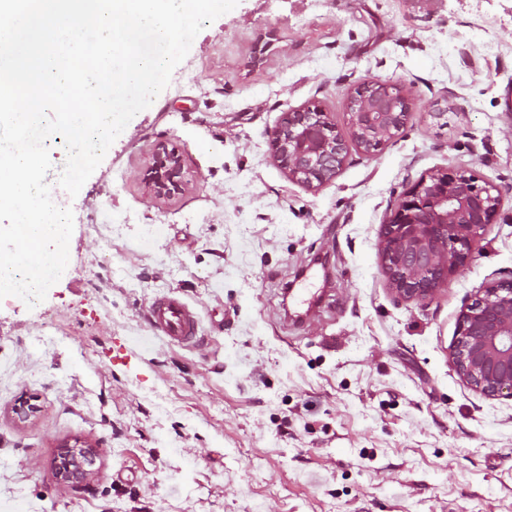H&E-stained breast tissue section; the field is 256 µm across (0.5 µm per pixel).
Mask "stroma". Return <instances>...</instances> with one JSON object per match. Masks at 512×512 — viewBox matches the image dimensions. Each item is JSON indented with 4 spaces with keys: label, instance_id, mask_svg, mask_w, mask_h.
<instances>
[{
    "label": "stroma",
    "instance_id": "35a3bbf8",
    "mask_svg": "<svg viewBox=\"0 0 512 512\" xmlns=\"http://www.w3.org/2000/svg\"><path fill=\"white\" fill-rule=\"evenodd\" d=\"M366 81L410 94L404 129L291 180L268 147L285 113L348 134ZM162 142L184 195L144 183ZM448 168L504 189L500 214L433 302H396L381 226ZM67 205L61 278L0 299V512H512V399L451 365L463 304L512 269V0H239ZM169 292L203 345L150 338ZM74 439L88 491L56 479Z\"/></svg>",
    "mask_w": 512,
    "mask_h": 512
}]
</instances>
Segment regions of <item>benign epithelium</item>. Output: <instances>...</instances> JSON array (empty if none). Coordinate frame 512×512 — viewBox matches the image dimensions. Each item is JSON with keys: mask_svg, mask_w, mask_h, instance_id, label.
Masks as SVG:
<instances>
[{"mask_svg": "<svg viewBox=\"0 0 512 512\" xmlns=\"http://www.w3.org/2000/svg\"><path fill=\"white\" fill-rule=\"evenodd\" d=\"M411 108V99L399 86L367 82L349 98L350 139L338 133L328 113L309 105L287 113L272 131L271 153L291 179L314 188L336 177L350 146L375 154L404 128ZM145 181L157 197L189 190L182 154L158 144ZM502 200L501 189L478 185L462 169L423 175L407 188L380 234L381 267L395 299L429 303L466 268L472 243L495 223ZM452 364L484 396L512 397V270L464 305ZM95 458L88 446L62 445L60 484H89Z\"/></svg>", "mask_w": 512, "mask_h": 512, "instance_id": "obj_1", "label": "benign epithelium"}]
</instances>
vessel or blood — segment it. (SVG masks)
Listing matches in <instances>:
<instances>
[{
  "mask_svg": "<svg viewBox=\"0 0 512 512\" xmlns=\"http://www.w3.org/2000/svg\"><path fill=\"white\" fill-rule=\"evenodd\" d=\"M147 322L155 335L167 343L192 345L198 340V318L179 297L168 294L156 297L147 310Z\"/></svg>",
  "mask_w": 512,
  "mask_h": 512,
  "instance_id": "1",
  "label": "vessel or blood"
}]
</instances>
